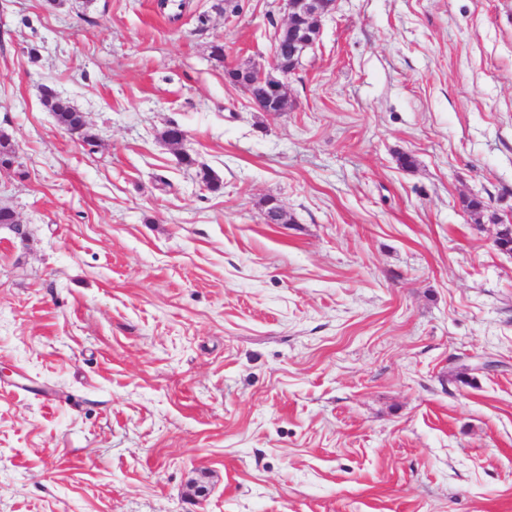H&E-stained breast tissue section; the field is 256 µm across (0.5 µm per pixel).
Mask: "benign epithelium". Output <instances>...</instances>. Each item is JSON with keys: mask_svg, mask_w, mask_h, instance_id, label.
Listing matches in <instances>:
<instances>
[{"mask_svg": "<svg viewBox=\"0 0 512 512\" xmlns=\"http://www.w3.org/2000/svg\"><path fill=\"white\" fill-rule=\"evenodd\" d=\"M335 8L336 0H286L287 21L277 30L270 60L265 65L250 69L254 79L271 92L265 99H253L259 110L266 111V103L273 100L281 103V112L287 104V80L292 70L288 69L283 61L280 51L281 40H288L292 61L301 59L304 53L315 45V32L320 29L321 20L331 15Z\"/></svg>", "mask_w": 512, "mask_h": 512, "instance_id": "7a95c632", "label": "benign epithelium"}]
</instances>
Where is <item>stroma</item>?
I'll return each mask as SVG.
<instances>
[{
	"label": "stroma",
	"instance_id": "1",
	"mask_svg": "<svg viewBox=\"0 0 512 512\" xmlns=\"http://www.w3.org/2000/svg\"><path fill=\"white\" fill-rule=\"evenodd\" d=\"M183 3L0 0V512H512V0ZM287 21L275 36L272 56L267 65H258L250 69L257 83L265 85L272 93L265 99L252 98L254 105L263 112L268 111L266 103L278 100L280 108L274 112H283L286 104L287 80L295 69H288L283 61L280 43L288 39L291 60H301L304 53L312 48L317 39L315 32L320 29L322 18L331 15L336 8V0H286ZM44 105L52 112L57 123L71 135H77L86 144H91L93 137L87 130L82 114L74 105L59 96L49 87L42 89Z\"/></svg>",
	"mask_w": 512,
	"mask_h": 512
}]
</instances>
